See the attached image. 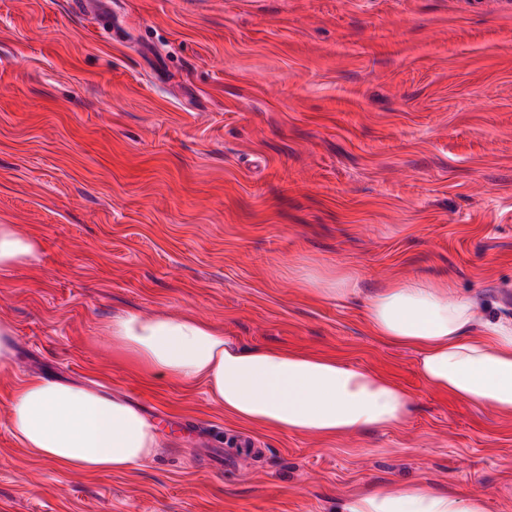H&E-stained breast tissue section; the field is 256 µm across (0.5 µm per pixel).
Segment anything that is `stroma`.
I'll use <instances>...</instances> for the list:
<instances>
[{
	"label": "stroma",
	"instance_id": "obj_1",
	"mask_svg": "<svg viewBox=\"0 0 512 512\" xmlns=\"http://www.w3.org/2000/svg\"><path fill=\"white\" fill-rule=\"evenodd\" d=\"M0 512H336L420 479L512 512V418L430 391L366 293L448 282L512 320V0H0ZM355 277L318 298L304 275ZM189 313L246 345L334 354L415 400L330 443L249 429L145 376L113 316ZM123 397L164 452L59 472L15 441L25 376ZM37 249L34 239L20 237L13 225L0 224V270L33 262Z\"/></svg>",
	"mask_w": 512,
	"mask_h": 512
}]
</instances>
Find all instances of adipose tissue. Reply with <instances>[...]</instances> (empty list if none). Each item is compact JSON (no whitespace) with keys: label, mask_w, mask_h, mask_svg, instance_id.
<instances>
[{"label":"adipose tissue","mask_w":512,"mask_h":512,"mask_svg":"<svg viewBox=\"0 0 512 512\" xmlns=\"http://www.w3.org/2000/svg\"><path fill=\"white\" fill-rule=\"evenodd\" d=\"M36 256L34 239L0 224V270ZM362 311L374 335L416 352V371L430 390L512 416V323L478 320L469 299L424 277L390 282L366 296ZM107 332L152 377L203 385L225 416L252 428L334 442L398 428L413 407L392 378L331 355L245 346L191 314H123ZM9 424L23 448L63 472L122 474L150 462L159 448L153 426L126 401L43 377L15 387ZM340 512H487V506L477 491L440 493L415 480L354 490Z\"/></svg>","instance_id":"adipose-tissue-1"}]
</instances>
